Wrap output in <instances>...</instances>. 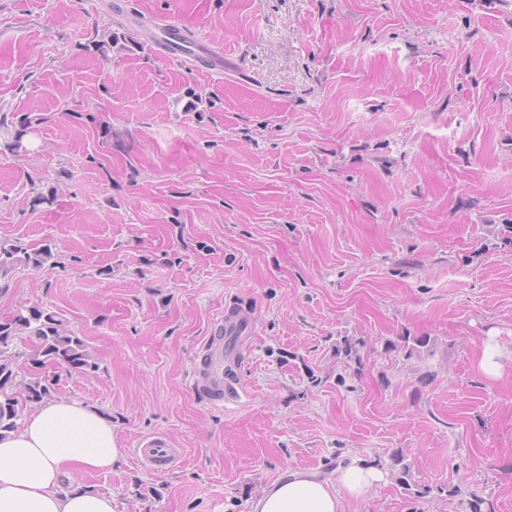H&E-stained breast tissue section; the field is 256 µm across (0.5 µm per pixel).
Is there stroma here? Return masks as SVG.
I'll return each mask as SVG.
<instances>
[{"label": "stroma", "mask_w": 512, "mask_h": 512, "mask_svg": "<svg viewBox=\"0 0 512 512\" xmlns=\"http://www.w3.org/2000/svg\"><path fill=\"white\" fill-rule=\"evenodd\" d=\"M158 20L223 74L152 48ZM15 240L59 263L1 278L0 319L86 338L95 369L47 372L112 421L121 461L77 481L115 512H252L353 458L383 480L345 512H512V0H0ZM232 297L254 329L219 407L190 375ZM157 435L162 472L134 454Z\"/></svg>", "instance_id": "obj_1"}]
</instances>
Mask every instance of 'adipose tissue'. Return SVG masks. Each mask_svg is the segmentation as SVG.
Masks as SVG:
<instances>
[{
  "label": "adipose tissue",
  "mask_w": 512,
  "mask_h": 512,
  "mask_svg": "<svg viewBox=\"0 0 512 512\" xmlns=\"http://www.w3.org/2000/svg\"><path fill=\"white\" fill-rule=\"evenodd\" d=\"M123 450L112 423L76 399L42 403L0 437V512H114L112 498L77 485L80 473L110 471ZM336 483L287 470L264 491L255 512H343L346 498L381 482L379 469L353 459Z\"/></svg>",
  "instance_id": "ef3b65f1"
}]
</instances>
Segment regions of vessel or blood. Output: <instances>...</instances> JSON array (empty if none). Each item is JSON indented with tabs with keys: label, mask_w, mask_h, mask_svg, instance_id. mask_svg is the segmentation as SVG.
<instances>
[{
	"label": "vessel or blood",
	"mask_w": 512,
	"mask_h": 512,
	"mask_svg": "<svg viewBox=\"0 0 512 512\" xmlns=\"http://www.w3.org/2000/svg\"><path fill=\"white\" fill-rule=\"evenodd\" d=\"M152 42L158 50L187 63L192 70L218 75L224 72L223 53L213 50L205 41L192 38L176 24L158 22ZM253 324L249 309L233 301L225 303L224 314L217 320L192 377L193 389L215 404L230 403L239 396L235 380L225 377L224 367L244 358ZM175 456V449L160 436L141 441L137 448L138 459L156 471L167 468Z\"/></svg>",
	"instance_id": "obj_1"
}]
</instances>
